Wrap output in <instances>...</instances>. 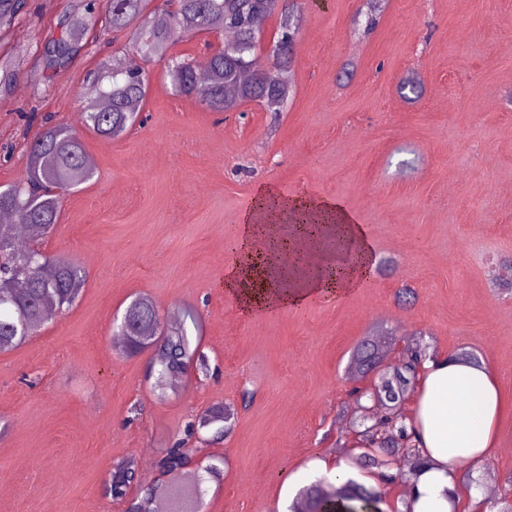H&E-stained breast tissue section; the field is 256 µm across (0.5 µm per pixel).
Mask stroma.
I'll return each mask as SVG.
<instances>
[{"instance_id":"35a3bbf8","label":"stroma","mask_w":512,"mask_h":512,"mask_svg":"<svg viewBox=\"0 0 512 512\" xmlns=\"http://www.w3.org/2000/svg\"><path fill=\"white\" fill-rule=\"evenodd\" d=\"M73 3L27 0L0 37V60L19 67L0 95V185L25 174L24 132L47 115L77 125L86 73L128 43L94 28L44 83L39 56ZM364 13V0H307L283 112L208 111L173 94L156 63L145 124L109 142L85 135L96 175L64 197L43 249L81 262L86 286L0 353V512H124L102 496L113 465L154 468L217 402L235 409L229 434L186 440L224 459L204 512H288L320 462L353 466L357 438L338 417L355 386L347 366L380 329L396 336L388 365L417 334L440 356L476 353L512 400V294L497 288L512 258V0H388L370 31ZM409 74L423 85L412 102L398 91ZM263 183L340 199L386 272L337 301L242 315L222 288L225 244ZM405 284L409 306L396 299ZM141 294L167 318L196 309L208 375L162 392L148 355L113 348L114 317ZM490 474L493 495L512 498V414L462 476L461 512H483Z\"/></svg>"}]
</instances>
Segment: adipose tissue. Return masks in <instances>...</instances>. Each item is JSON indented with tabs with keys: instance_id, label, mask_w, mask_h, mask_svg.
I'll use <instances>...</instances> for the list:
<instances>
[{
	"instance_id": "adipose-tissue-1",
	"label": "adipose tissue",
	"mask_w": 512,
	"mask_h": 512,
	"mask_svg": "<svg viewBox=\"0 0 512 512\" xmlns=\"http://www.w3.org/2000/svg\"><path fill=\"white\" fill-rule=\"evenodd\" d=\"M294 214L299 220L316 215L334 225L340 241L353 244L356 259L349 265H327L315 270L299 290L275 299L277 284L270 278L267 261L279 257L280 249L254 251L253 240L261 224ZM375 265L372 245L365 229L339 201L316 200L301 194L280 195L269 187L255 193L242 216V224L224 268V293L243 312L260 311L275 304L303 305L309 298L341 297L371 274ZM417 388L411 416L421 448L432 461L417 479L410 494L412 512H453L460 500L459 463H478L494 449L496 428L506 408L496 375L489 365L467 366L443 356L424 360L418 367Z\"/></svg>"
}]
</instances>
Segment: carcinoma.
I'll list each match as a JSON object with an SVG mask.
<instances>
[{
	"mask_svg": "<svg viewBox=\"0 0 512 512\" xmlns=\"http://www.w3.org/2000/svg\"><path fill=\"white\" fill-rule=\"evenodd\" d=\"M155 6H150L151 2ZM26 0H0V34L10 30L24 12ZM298 0H79L65 16L61 34L47 44L41 56L43 80H51L67 68L83 48L87 31L97 20L114 32L129 31L133 59L103 64L86 76L91 100L82 108L83 130L58 123L43 126L26 143L28 157L23 179L0 188V212L14 215L28 228L29 243L18 244L14 225L0 224V352L12 350L37 335L46 324V308L62 314L79 298L87 272L76 259L53 257L42 245L60 223L63 197L90 182L95 170L88 165L83 140L87 132L102 139H115L137 124L151 83L149 66L166 65V75L175 95L198 101L211 112H230L241 103L262 105L288 101L292 93L290 75L294 64L296 31L278 26L276 51L268 58H255L258 21L275 15L298 17ZM203 30L231 34L240 51H215L204 66L171 49L182 39ZM18 76L12 63L0 61V95L9 92ZM403 98L419 97L421 84L414 77L399 83ZM124 323L112 330V345L127 357L150 354L149 376L158 387L191 369H208L201 349L197 311L184 308L170 323L157 304L137 296L122 314ZM423 339L405 346V363L391 373H382L374 386L358 396L362 406L376 400L378 412H363L356 427L372 445L355 460L360 470H377L385 476L401 449L406 450L407 479L418 477L430 466V459L418 447L409 417L394 409L407 399L415 386L418 365L428 356ZM384 360L377 337L368 335L354 346L349 367L364 378L370 367ZM234 409L212 405L202 416L187 423L185 436L202 429H214V438L224 437ZM194 449L179 441L164 449L157 461L160 478L154 487L133 493L129 462L118 461L106 485V495L126 503L125 512H155L157 499L170 502V512H202L204 483L222 475L224 459L209 456L199 466V476L186 477L193 463ZM359 512H381L382 492L353 478L323 486L318 479L303 487L290 512H334L336 501Z\"/></svg>",
	"mask_w": 512,
	"mask_h": 512,
	"instance_id": "carcinoma-1",
	"label": "carcinoma"
}]
</instances>
